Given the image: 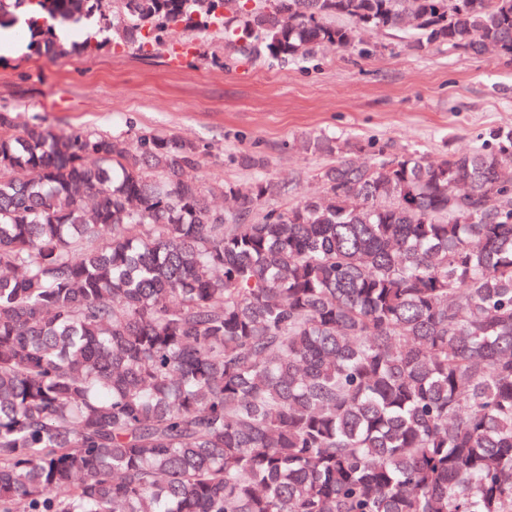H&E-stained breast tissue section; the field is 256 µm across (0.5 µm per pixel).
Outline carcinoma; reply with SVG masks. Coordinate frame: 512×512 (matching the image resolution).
<instances>
[{"instance_id": "1", "label": "carcinoma", "mask_w": 512, "mask_h": 512, "mask_svg": "<svg viewBox=\"0 0 512 512\" xmlns=\"http://www.w3.org/2000/svg\"><path fill=\"white\" fill-rule=\"evenodd\" d=\"M39 54L176 30L303 61L368 29L512 54V0H0ZM345 19L349 25H339ZM104 38L63 43L55 24ZM322 194L186 178L175 134L0 111V512H512V129L318 134Z\"/></svg>"}]
</instances>
